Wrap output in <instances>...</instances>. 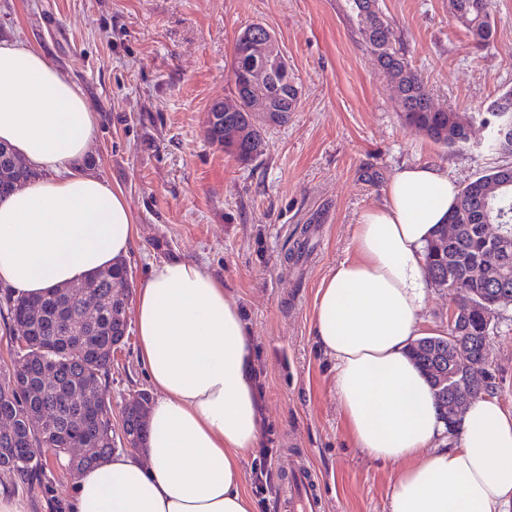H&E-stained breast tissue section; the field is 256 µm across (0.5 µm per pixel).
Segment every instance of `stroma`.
I'll return each mask as SVG.
<instances>
[{
    "instance_id": "stroma-1",
    "label": "stroma",
    "mask_w": 512,
    "mask_h": 512,
    "mask_svg": "<svg viewBox=\"0 0 512 512\" xmlns=\"http://www.w3.org/2000/svg\"><path fill=\"white\" fill-rule=\"evenodd\" d=\"M437 108L483 112L512 90V0H492L493 35L474 43L448 0H377ZM271 31L300 90L297 111L255 122L265 151L243 164L207 136L211 105L229 95L234 43ZM0 37L38 46L84 91L98 127L89 164L125 194L138 224L133 281L179 257L221 279L256 340L266 453L242 463L255 512H288V476L310 467L321 512H388L398 467L355 448L336 398L334 363L313 336L316 292L352 256L361 215L397 168H447L458 186L512 163V153L454 151L406 127L401 102L367 50L348 0H0ZM312 253L289 255L303 228ZM490 388L512 409V307L489 338ZM150 384L138 336L114 353L103 385L112 421ZM271 480L256 491L254 470ZM25 512H66L74 478L48 464L40 483L0 472Z\"/></svg>"
}]
</instances>
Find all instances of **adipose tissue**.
Returning <instances> with one entry per match:
<instances>
[{
	"label": "adipose tissue",
	"instance_id": "obj_1",
	"mask_svg": "<svg viewBox=\"0 0 512 512\" xmlns=\"http://www.w3.org/2000/svg\"><path fill=\"white\" fill-rule=\"evenodd\" d=\"M96 115L40 49L0 38V141L41 177L0 200V285L77 284L138 236L119 189L88 169ZM445 169L397 170L356 224L354 255L316 296L313 334L335 363L356 447L400 464L389 512H512V410L491 393L455 444L409 352L430 282L425 250L457 203ZM138 357L157 393L142 447L84 469L68 512H254L241 461L261 442L254 345L224 283L188 260L154 264L134 290Z\"/></svg>",
	"mask_w": 512,
	"mask_h": 512
}]
</instances>
